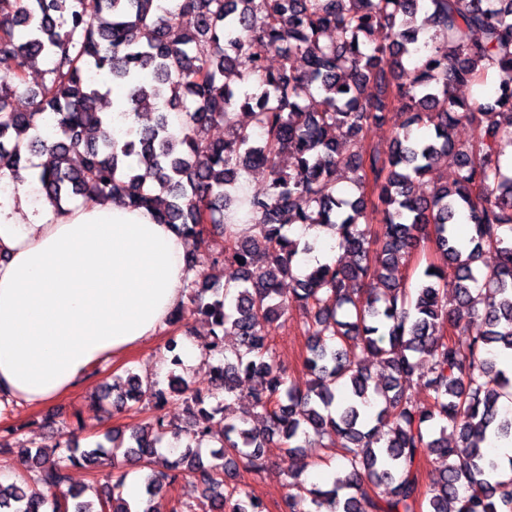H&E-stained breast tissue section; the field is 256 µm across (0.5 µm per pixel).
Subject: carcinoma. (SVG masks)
<instances>
[{
	"label": "carcinoma",
	"instance_id": "obj_1",
	"mask_svg": "<svg viewBox=\"0 0 512 512\" xmlns=\"http://www.w3.org/2000/svg\"><path fill=\"white\" fill-rule=\"evenodd\" d=\"M98 2L88 16L84 0H0V73L12 79L0 84V169L25 170L32 154L56 158L38 180L57 206L112 195L148 208L165 196L159 221L233 269L225 282L190 280L170 324L208 321L210 353L235 337L232 355L212 366L211 386L226 401L246 398L251 412L224 425L208 460L191 449L170 459L159 437L176 440L179 429L159 411L182 402L200 445L222 402H206L175 373L165 386L130 374L98 400L117 411L145 401L152 414L127 438L106 434L108 447L66 438L21 449L27 476L0 484V512H160L151 502L186 478L208 512H263L228 478L266 473L276 440L302 461L281 512H308V500L316 512H512V460L505 472L484 448L490 432L512 436L500 404L512 399V377L498 368L499 356L512 354V174L502 165L512 145V0ZM272 52L276 70L267 65ZM296 57L305 70L295 69ZM39 58L49 67L34 90L27 68ZM97 72L131 86L132 111L153 113L152 123L116 138ZM490 76L492 97L470 103L454 94ZM234 79L253 90H236ZM17 96L31 110L17 111ZM395 110L407 117L384 157L363 131ZM463 123L472 129L466 142L454 136ZM213 124L224 125V140L205 136ZM415 125L433 134L417 139ZM447 159L453 185L420 193ZM256 169L267 171V184L249 192L242 177ZM345 171L356 175L353 198L336 191ZM371 211L382 215L375 228ZM460 214L473 223L466 254L452 227ZM239 223L255 234L239 238ZM295 224L331 229L347 259L295 275L296 257L314 249L288 235ZM217 238L224 245L215 252ZM427 248L446 267L427 265L411 286L399 269ZM486 253L498 264L482 271ZM287 278L296 283L289 297L277 288ZM291 302L303 308L313 375L305 390L288 384L270 343ZM420 357L426 374L416 373ZM253 417L264 427H250ZM311 448L327 465L341 459L327 489L302 479ZM430 457L442 467L424 489L420 467ZM103 461L109 471L95 484H71L70 467ZM122 461L150 470L143 509L123 497Z\"/></svg>",
	"mask_w": 512,
	"mask_h": 512
}]
</instances>
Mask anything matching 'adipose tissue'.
I'll return each mask as SVG.
<instances>
[{
	"label": "adipose tissue",
	"instance_id": "adipose-tissue-1",
	"mask_svg": "<svg viewBox=\"0 0 512 512\" xmlns=\"http://www.w3.org/2000/svg\"><path fill=\"white\" fill-rule=\"evenodd\" d=\"M191 246L156 212L57 207L34 175L0 170V398L47 407L157 335L195 275Z\"/></svg>",
	"mask_w": 512,
	"mask_h": 512
}]
</instances>
